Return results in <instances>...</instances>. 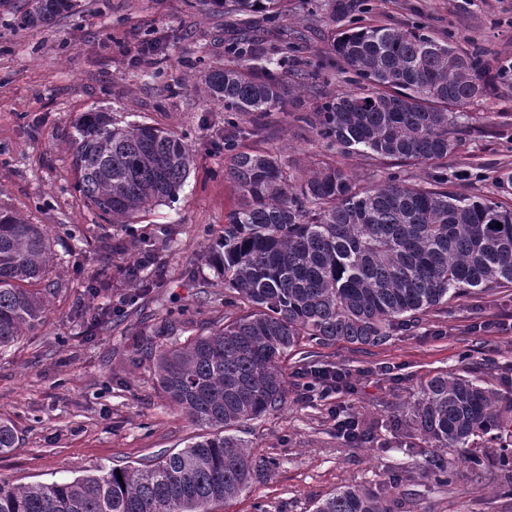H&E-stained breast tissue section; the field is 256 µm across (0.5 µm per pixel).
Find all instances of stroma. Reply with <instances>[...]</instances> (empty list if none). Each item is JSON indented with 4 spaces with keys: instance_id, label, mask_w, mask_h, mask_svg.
<instances>
[{
    "instance_id": "stroma-1",
    "label": "stroma",
    "mask_w": 512,
    "mask_h": 512,
    "mask_svg": "<svg viewBox=\"0 0 512 512\" xmlns=\"http://www.w3.org/2000/svg\"><path fill=\"white\" fill-rule=\"evenodd\" d=\"M29 0H0V207L49 230L58 284L43 323L0 351V419L17 433L0 453V482L13 486L69 482L115 466H140L179 451L206 427L175 407L158 385L154 360L140 347L165 348L199 334L224 316V284L211 266L238 192L224 178V107L199 80L205 63L223 62L222 14L189 10L184 0H79L54 25L24 28ZM285 26L303 32L302 55L319 68L328 92L346 89L343 75L320 69L334 24L325 0H283ZM358 24L424 26L449 32L468 51L512 61V0H362ZM102 109L121 124L150 123L179 136L195 164L176 202L112 224L75 190L71 136L80 113ZM458 147L448 160V188L497 196V172L512 173V85L468 107ZM254 147L288 163L318 167L328 153L287 111L271 112ZM363 188L390 173L417 183L413 162L340 157ZM145 242L151 287L124 275L125 247ZM111 280L98 296L87 276ZM347 375L351 392L309 389L310 373ZM481 376L512 406V288L487 296L482 311L459 302L378 346L317 345L289 355L283 409L248 422L240 435L254 459L269 466L236 499L210 512H313L337 488L387 494L401 482L393 512H512L500 490L499 460L512 432L475 441L469 453L445 449L451 485L428 479L436 448L401 419L421 383L442 372ZM356 414L365 433L343 437L332 409ZM481 462L473 475L470 457Z\"/></svg>"
}]
</instances>
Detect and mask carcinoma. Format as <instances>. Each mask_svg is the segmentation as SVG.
Listing matches in <instances>:
<instances>
[{"mask_svg": "<svg viewBox=\"0 0 512 512\" xmlns=\"http://www.w3.org/2000/svg\"><path fill=\"white\" fill-rule=\"evenodd\" d=\"M75 0H33L26 27L49 26ZM227 16L259 8L280 25L279 0H202ZM332 20L358 0H328ZM224 45L222 65L201 80L224 111L248 119L224 128V175L237 187L239 207L228 215L212 266L232 293L219 327L155 354L159 386L203 436L156 463L123 466L71 482L0 484V512H208L239 496L259 466L238 435L246 423L286 403L281 362L310 355L312 343H384L392 333L446 312L474 291L512 288V208L492 197L448 192V158L463 109L512 79V63L495 72L452 36L421 27L361 25L332 30L330 53L351 89L324 95L296 62L287 79L266 76L289 61L299 32L269 42L247 23ZM323 99L294 121L328 151L396 158L428 166L427 181L388 177L361 188L326 162L305 170L270 152L241 145L264 131L265 114L283 109L290 85ZM76 190L101 215L131 224L138 214L177 199L194 156L172 132L148 123L119 125L100 110L75 126ZM502 228H496V224ZM53 251L42 224L0 209V350L43 322L45 283ZM498 392L475 376L443 373L423 385L407 412L438 448H469L473 438L512 423ZM16 432L0 420V451ZM425 473L448 485L454 474L440 459ZM314 512H392L379 494L341 487Z\"/></svg>", "mask_w": 512, "mask_h": 512, "instance_id": "1", "label": "carcinoma"}]
</instances>
